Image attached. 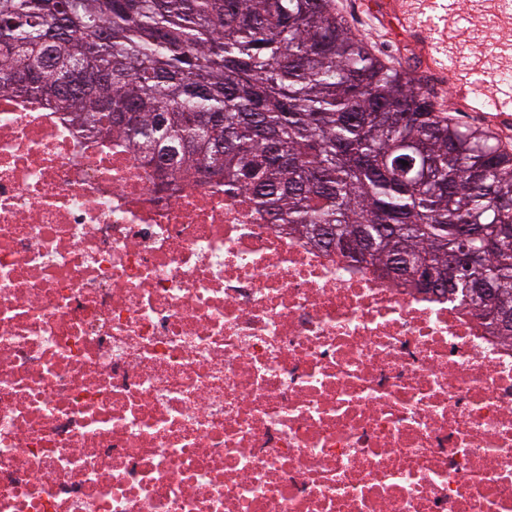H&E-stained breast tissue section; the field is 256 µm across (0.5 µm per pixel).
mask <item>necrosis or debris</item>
Here are the masks:
<instances>
[{
  "label": "necrosis or debris",
  "instance_id": "1",
  "mask_svg": "<svg viewBox=\"0 0 512 512\" xmlns=\"http://www.w3.org/2000/svg\"><path fill=\"white\" fill-rule=\"evenodd\" d=\"M0 512H512V345L2 92Z\"/></svg>",
  "mask_w": 512,
  "mask_h": 512
}]
</instances>
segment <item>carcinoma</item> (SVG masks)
Listing matches in <instances>:
<instances>
[{
	"label": "carcinoma",
	"mask_w": 512,
	"mask_h": 512,
	"mask_svg": "<svg viewBox=\"0 0 512 512\" xmlns=\"http://www.w3.org/2000/svg\"><path fill=\"white\" fill-rule=\"evenodd\" d=\"M0 92L244 190L412 288L457 251L461 281L424 291L505 314L512 343V154L452 122L334 0H0Z\"/></svg>",
	"instance_id": "obj_1"
}]
</instances>
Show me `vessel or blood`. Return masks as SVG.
Wrapping results in <instances>:
<instances>
[{
	"mask_svg": "<svg viewBox=\"0 0 512 512\" xmlns=\"http://www.w3.org/2000/svg\"><path fill=\"white\" fill-rule=\"evenodd\" d=\"M368 10H382L392 16L403 33L417 42L426 68L438 73H451L459 102L465 111L481 113L484 125L494 128L501 136L512 135V87L500 85L506 66L512 57L485 61L480 75L460 61L461 48L453 38L457 19L453 11H445L438 40L423 36L421 17L426 0H366Z\"/></svg>",
	"mask_w": 512,
	"mask_h": 512,
	"instance_id": "vessel-or-blood-1",
	"label": "vessel or blood"
}]
</instances>
